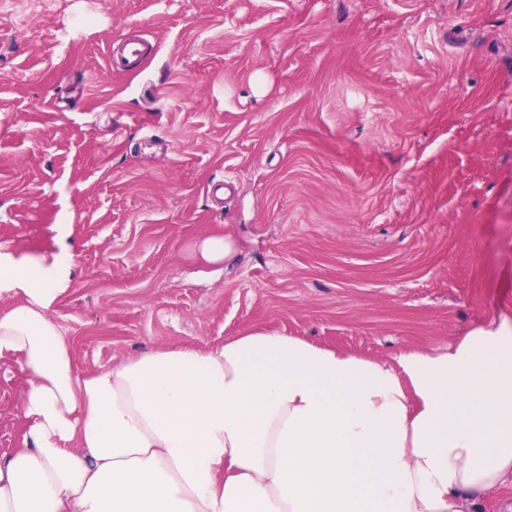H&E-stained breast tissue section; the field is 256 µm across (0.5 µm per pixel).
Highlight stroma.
I'll use <instances>...</instances> for the list:
<instances>
[{
	"instance_id": "1",
	"label": "stroma",
	"mask_w": 512,
	"mask_h": 512,
	"mask_svg": "<svg viewBox=\"0 0 512 512\" xmlns=\"http://www.w3.org/2000/svg\"><path fill=\"white\" fill-rule=\"evenodd\" d=\"M62 222L80 377L249 330L447 347L512 307V0H0V246ZM24 386L1 362L0 455ZM202 256L209 262L220 263L230 251V246L224 240V236H210L199 244Z\"/></svg>"
}]
</instances>
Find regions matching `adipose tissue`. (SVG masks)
<instances>
[{"label":"adipose tissue","instance_id":"1","mask_svg":"<svg viewBox=\"0 0 512 512\" xmlns=\"http://www.w3.org/2000/svg\"><path fill=\"white\" fill-rule=\"evenodd\" d=\"M53 230L51 254L0 248V362L26 382L0 512H480L512 481V311L392 365L249 331L82 378Z\"/></svg>","mask_w":512,"mask_h":512}]
</instances>
